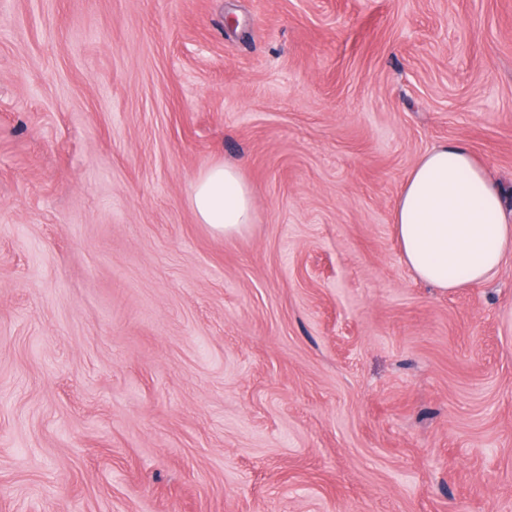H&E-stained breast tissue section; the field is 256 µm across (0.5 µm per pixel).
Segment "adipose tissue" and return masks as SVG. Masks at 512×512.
Segmentation results:
<instances>
[{
  "mask_svg": "<svg viewBox=\"0 0 512 512\" xmlns=\"http://www.w3.org/2000/svg\"><path fill=\"white\" fill-rule=\"evenodd\" d=\"M191 204L201 223L227 236L252 220V191L231 164L198 176ZM394 224L405 265L416 279L443 290L491 280L512 253L502 194L460 142L421 156L397 200Z\"/></svg>",
  "mask_w": 512,
  "mask_h": 512,
  "instance_id": "adipose-tissue-1",
  "label": "adipose tissue"
}]
</instances>
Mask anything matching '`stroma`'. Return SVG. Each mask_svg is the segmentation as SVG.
<instances>
[{
	"label": "stroma",
	"mask_w": 512,
	"mask_h": 512,
	"mask_svg": "<svg viewBox=\"0 0 512 512\" xmlns=\"http://www.w3.org/2000/svg\"><path fill=\"white\" fill-rule=\"evenodd\" d=\"M450 141L512 216V0H0V512H512V255L393 224ZM190 200L199 221L224 236L251 224L253 194L235 165L218 164L198 176Z\"/></svg>",
	"instance_id": "1"
}]
</instances>
